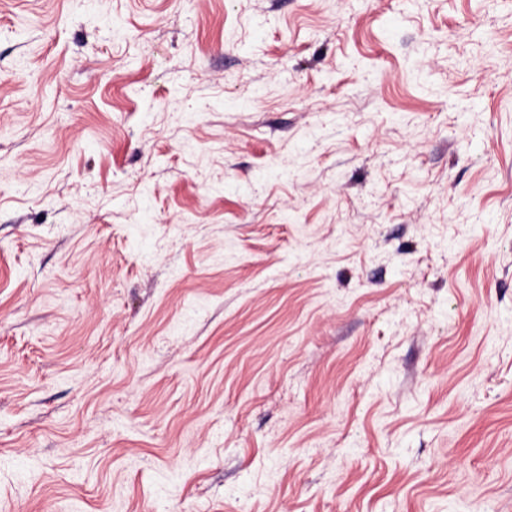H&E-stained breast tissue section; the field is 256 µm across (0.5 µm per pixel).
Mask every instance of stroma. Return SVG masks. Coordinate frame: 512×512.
I'll return each instance as SVG.
<instances>
[{
	"mask_svg": "<svg viewBox=\"0 0 512 512\" xmlns=\"http://www.w3.org/2000/svg\"><path fill=\"white\" fill-rule=\"evenodd\" d=\"M0 512H512V0H0Z\"/></svg>",
	"mask_w": 512,
	"mask_h": 512,
	"instance_id": "1",
	"label": "stroma"
}]
</instances>
